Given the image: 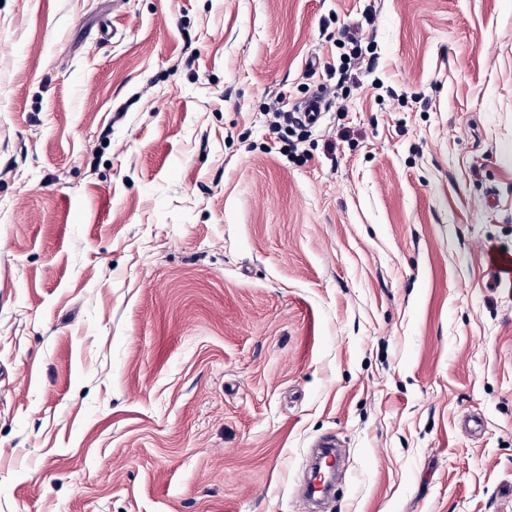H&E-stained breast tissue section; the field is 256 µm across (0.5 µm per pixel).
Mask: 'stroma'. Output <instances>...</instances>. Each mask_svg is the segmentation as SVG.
I'll return each instance as SVG.
<instances>
[{"label":"stroma","mask_w":512,"mask_h":512,"mask_svg":"<svg viewBox=\"0 0 512 512\" xmlns=\"http://www.w3.org/2000/svg\"><path fill=\"white\" fill-rule=\"evenodd\" d=\"M492 247L512 0H0V512H512Z\"/></svg>","instance_id":"stroma-1"}]
</instances>
